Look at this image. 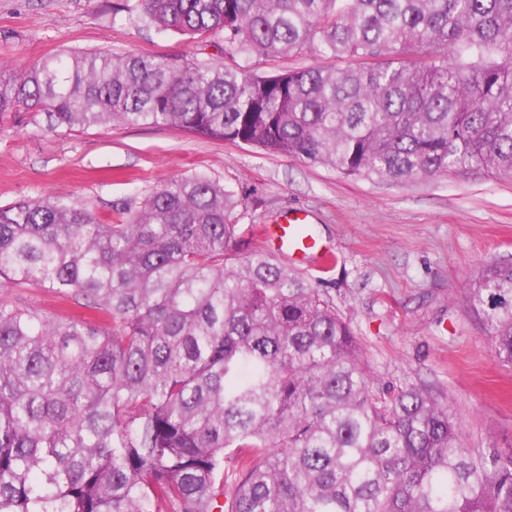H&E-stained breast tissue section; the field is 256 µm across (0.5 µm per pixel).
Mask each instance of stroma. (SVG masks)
Here are the masks:
<instances>
[{"mask_svg": "<svg viewBox=\"0 0 512 512\" xmlns=\"http://www.w3.org/2000/svg\"><path fill=\"white\" fill-rule=\"evenodd\" d=\"M113 0H0V66L109 50L221 57L222 39L129 21ZM202 172L241 199L233 253L263 248L259 227L304 216L336 262L297 265L350 322L382 384L427 385L455 413L466 445L512 448V366L468 309L475 270L512 258V182L481 171L403 184L346 178L322 166L169 126L50 130L44 113L0 117V205L61 195L107 223L161 182Z\"/></svg>", "mask_w": 512, "mask_h": 512, "instance_id": "1", "label": "stroma"}]
</instances>
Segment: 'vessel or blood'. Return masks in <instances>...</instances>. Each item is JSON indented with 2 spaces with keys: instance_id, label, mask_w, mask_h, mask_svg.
<instances>
[{
  "instance_id": "obj_1",
  "label": "vessel or blood",
  "mask_w": 512,
  "mask_h": 512,
  "mask_svg": "<svg viewBox=\"0 0 512 512\" xmlns=\"http://www.w3.org/2000/svg\"><path fill=\"white\" fill-rule=\"evenodd\" d=\"M260 234L269 242L272 253L287 256L298 263L313 258L319 268L325 271L334 263L333 255L318 246L299 216L285 215L281 223L262 227Z\"/></svg>"
}]
</instances>
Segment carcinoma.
<instances>
[{
	"label": "carcinoma",
	"mask_w": 512,
	"mask_h": 512,
	"mask_svg": "<svg viewBox=\"0 0 512 512\" xmlns=\"http://www.w3.org/2000/svg\"><path fill=\"white\" fill-rule=\"evenodd\" d=\"M135 23L224 54L318 52L262 74L108 51L0 72V114L161 125L347 178L512 180V0H141ZM203 173L118 224L62 198L0 206V512H512V448H467L430 389L384 387L328 294L257 249ZM469 310L512 365V260ZM1 297L18 299L30 307L48 313H57L63 308L62 302L57 295L48 292L45 288H34L30 286L3 288L2 292L0 289V298Z\"/></svg>",
	"instance_id": "carcinoma-1"
}]
</instances>
